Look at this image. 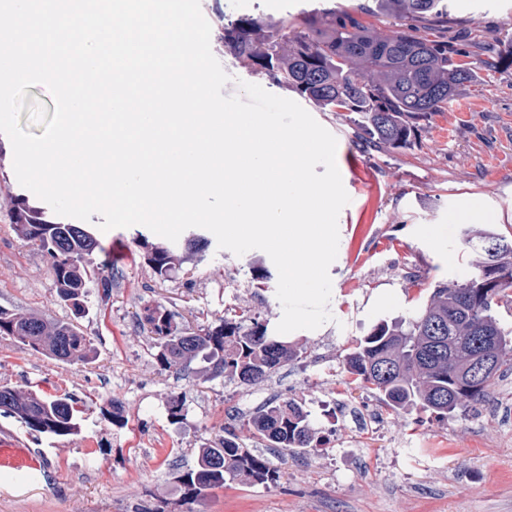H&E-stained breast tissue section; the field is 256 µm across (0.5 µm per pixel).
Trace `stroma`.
<instances>
[{"label": "stroma", "mask_w": 512, "mask_h": 512, "mask_svg": "<svg viewBox=\"0 0 512 512\" xmlns=\"http://www.w3.org/2000/svg\"><path fill=\"white\" fill-rule=\"evenodd\" d=\"M373 0H208L211 27L241 13L285 17L320 5L349 11ZM455 44L484 34L496 50L512 34V0H450ZM337 139L342 178L353 179L338 218L339 244L329 268L330 321L295 331L296 360L269 379L243 384L209 378L200 361L163 369L139 319L162 304L183 327L198 330L242 311L276 329L282 307L277 269L263 251L237 256L209 243L195 256L184 240L167 280L144 259L138 226L101 231L87 223L99 251L86 267L106 264L109 294L89 288L85 312L60 302L49 264L12 228L18 183L0 168V308L49 321L76 320L97 351L94 359L58 361L0 337V386L81 402L78 434L29 432L0 417V440L44 457L43 470L19 483L0 474V512H512V371L493 381L485 404L438 419L419 410L393 411L344 366L357 341L380 321L408 319L438 285L468 278L464 226L451 215L480 208L490 227L512 239V64L477 70L457 87L447 111L421 123L410 149L363 152L353 141L355 113L315 112ZM437 227L440 239L428 231ZM185 397L182 423H171L169 396ZM123 409L113 424L111 400ZM309 410L325 447L265 450L276 482H235L203 499L186 500L173 479L193 465L199 448L225 425L271 401ZM358 408L377 430L335 425L328 409ZM435 442L434 469L407 468L408 443Z\"/></svg>", "instance_id": "stroma-1"}]
</instances>
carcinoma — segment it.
Segmentation results:
<instances>
[{
  "label": "carcinoma",
  "instance_id": "carcinoma-1",
  "mask_svg": "<svg viewBox=\"0 0 512 512\" xmlns=\"http://www.w3.org/2000/svg\"><path fill=\"white\" fill-rule=\"evenodd\" d=\"M383 14H394L396 29L366 24L350 13L329 8L277 19L268 35L270 52L254 46L255 14H239L224 23V51L269 81L309 101L322 112L358 115L357 144L367 151L378 146L410 147L420 119L448 108L455 86L472 78L473 64L497 68L501 55L486 51L480 35L466 50L448 48L437 37L448 17L446 0H379ZM14 230L49 260L57 294L74 315L84 312L87 273L81 260L98 246L78 224H58L48 218L22 223L12 216ZM466 243L472 254L470 277L433 289L426 305L407 323L374 326L345 357V369L373 391L386 407L421 409L446 417L485 401L492 381L512 353V327L505 326L494 307L512 304V240L491 229H470ZM499 244L495 263L497 287H484V241ZM145 260L164 280L176 266L174 250L163 243L144 241ZM143 320L156 341L157 359L164 368L182 367L195 359L206 364L212 378L252 382L269 377L298 357L297 348L268 334L267 326L243 314L202 329L189 343L161 304L148 305ZM493 336L495 372L467 382L455 369L465 366L471 346L481 336ZM0 336L22 350L43 352L58 361H88L94 348L71 322H46L0 309ZM391 365L385 376L379 368ZM75 406L68 398L51 399L37 393L0 387V415L16 417L30 431L67 437L79 431ZM267 448H319L311 413L294 401L271 402L242 420ZM260 454L240 446L236 427L198 450L190 468L178 472L189 500L228 482L268 484L277 480Z\"/></svg>",
  "mask_w": 512,
  "mask_h": 512
}]
</instances>
